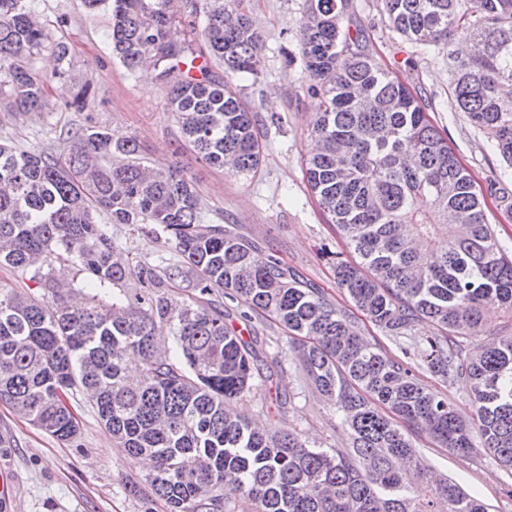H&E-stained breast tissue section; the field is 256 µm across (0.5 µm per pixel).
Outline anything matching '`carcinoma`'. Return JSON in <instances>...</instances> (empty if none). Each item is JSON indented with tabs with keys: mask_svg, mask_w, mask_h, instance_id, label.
Instances as JSON below:
<instances>
[{
	"mask_svg": "<svg viewBox=\"0 0 512 512\" xmlns=\"http://www.w3.org/2000/svg\"><path fill=\"white\" fill-rule=\"evenodd\" d=\"M79 2L110 11L112 54L129 73L151 62L185 142L207 164L258 174L262 117L235 81L259 77L263 38L240 0L208 9L181 0L178 12L174 0ZM381 2L417 45H467L448 54L450 105L512 165V0ZM348 5L305 0L297 50L317 100L305 178L354 257L322 252L337 286L400 358L238 225L207 221L189 180L150 166L136 138L82 129L62 160L0 144V266L42 288L0 284V401L73 442L68 395L85 390L114 447L154 462L128 491L169 512H487L459 485L429 478L411 433L455 453L483 448L512 473V334L470 347L486 307L512 312V258L485 212L498 181L481 186L461 165L417 95L366 53ZM46 47L64 75L68 46L30 0H0V105L43 111L34 63ZM109 224L160 225L179 260L162 269L133 262ZM51 255L89 281L54 284L35 267ZM184 286L198 296H171ZM216 290L239 311L210 299ZM255 316L282 330V353L335 410L350 447L319 448L234 412L237 399L273 389ZM422 320L436 332L418 339ZM164 326L170 345L158 336ZM128 356L143 364L136 381L125 375ZM424 372L465 381L471 416L430 391ZM423 479L426 501L412 494Z\"/></svg>",
	"mask_w": 512,
	"mask_h": 512,
	"instance_id": "cac0c4a2",
	"label": "carcinoma"
}]
</instances>
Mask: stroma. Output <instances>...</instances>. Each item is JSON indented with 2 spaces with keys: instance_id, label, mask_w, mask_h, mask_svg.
Listing matches in <instances>:
<instances>
[{
  "instance_id": "1",
  "label": "stroma",
  "mask_w": 512,
  "mask_h": 512,
  "mask_svg": "<svg viewBox=\"0 0 512 512\" xmlns=\"http://www.w3.org/2000/svg\"><path fill=\"white\" fill-rule=\"evenodd\" d=\"M351 3L363 25L369 53L417 93L475 180L484 182L493 171L501 187L512 192V168L501 161L465 113L449 108L447 51L406 40L392 28L381 0ZM244 4L258 23L265 49L260 78L241 80L238 89L262 116L280 118L279 123H268L260 130L265 161L254 179L197 159L168 110L162 87L148 70L133 75L113 59L109 12L86 13L78 0H36L34 8L52 24L55 38L70 47L69 72L53 77L56 62L50 51H40L35 68L47 78L48 104L44 111L25 116L0 108V141L59 155L68 146L69 133L88 126L136 136L154 164L174 167L192 180L209 221L231 215L243 233L276 250L285 263L324 288L338 306L349 307L336 286L331 264L321 256L325 250L343 251L344 244L325 224L303 176L315 102L306 94L308 77L301 62L290 64L285 58L298 44L304 0H244ZM85 84L92 90L90 105L80 112L68 109L67 101ZM109 232L130 260L162 267L176 260L156 225L113 224ZM281 335L271 323L260 340L264 360L280 390L288 395V405L275 418H268L264 396L256 393L238 402V413L272 421L278 430H299L325 448L348 447L349 435L333 409L290 359H278L275 341ZM69 403L80 427L72 444L46 434L0 401V435L12 440L11 447H0V473L9 474L12 484L10 492L0 493V512H165L162 503L148 502L127 490L129 480L149 474V466L131 461L124 449L113 447L83 392H74ZM416 448L434 475L458 483L482 500L489 512H512V497L505 492L512 476L484 449L456 455L425 436L417 439Z\"/></svg>"
}]
</instances>
